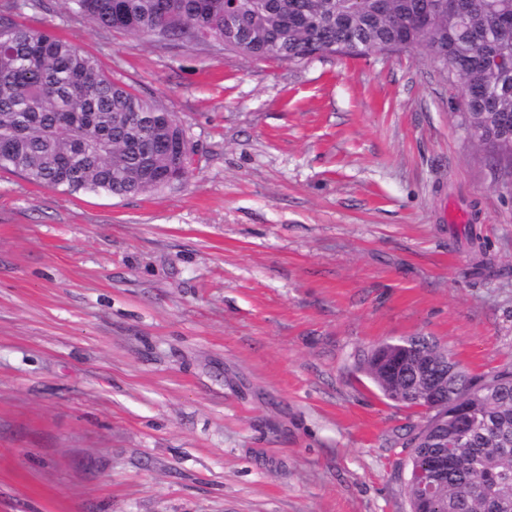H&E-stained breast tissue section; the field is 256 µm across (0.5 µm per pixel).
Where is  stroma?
<instances>
[{
  "label": "stroma",
  "instance_id": "1",
  "mask_svg": "<svg viewBox=\"0 0 512 512\" xmlns=\"http://www.w3.org/2000/svg\"><path fill=\"white\" fill-rule=\"evenodd\" d=\"M47 28L183 122L127 198L0 170V512H410L417 417L352 369L422 334L512 366V179L416 52L256 61Z\"/></svg>",
  "mask_w": 512,
  "mask_h": 512
}]
</instances>
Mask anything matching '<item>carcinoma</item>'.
<instances>
[{
	"mask_svg": "<svg viewBox=\"0 0 512 512\" xmlns=\"http://www.w3.org/2000/svg\"><path fill=\"white\" fill-rule=\"evenodd\" d=\"M70 10L137 40L189 43L202 38L245 58L299 62L355 43L373 49H415L463 85L462 123L470 140L496 165L512 149V35L489 25L495 13L512 17V0H473L456 16L433 0H389L390 16L375 0H232L241 36L226 28L224 0H66ZM157 101L117 82L94 56L48 31L0 16V169L67 193L123 198L186 180L193 150L180 123H168ZM449 350L430 336L384 340L362 352L354 370L386 399L426 406L409 427L406 446L411 512H512V371L481 380L462 366L431 393L430 380L448 370ZM467 407L480 418L454 443V413ZM440 454L448 470L431 498L418 495L417 477Z\"/></svg>",
	"mask_w": 512,
	"mask_h": 512,
	"instance_id": "1",
	"label": "carcinoma"
}]
</instances>
